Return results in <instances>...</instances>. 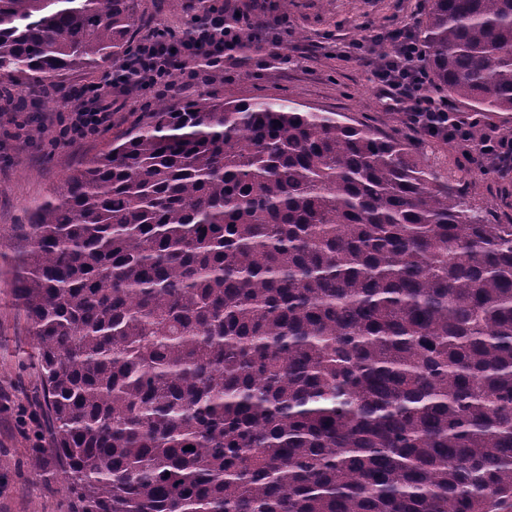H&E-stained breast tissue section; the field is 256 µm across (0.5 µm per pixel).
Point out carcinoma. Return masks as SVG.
I'll list each match as a JSON object with an SVG mask.
<instances>
[{
    "label": "carcinoma",
    "instance_id": "1",
    "mask_svg": "<svg viewBox=\"0 0 512 512\" xmlns=\"http://www.w3.org/2000/svg\"><path fill=\"white\" fill-rule=\"evenodd\" d=\"M137 8L0 0V96L128 58ZM422 41L512 112V0H432ZM460 181L207 93L70 171L16 295L77 512H512V223Z\"/></svg>",
    "mask_w": 512,
    "mask_h": 512
}]
</instances>
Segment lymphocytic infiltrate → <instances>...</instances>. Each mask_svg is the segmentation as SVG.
Listing matches in <instances>:
<instances>
[{
  "label": "lymphocytic infiltrate",
  "instance_id": "lymphocytic-infiltrate-1",
  "mask_svg": "<svg viewBox=\"0 0 512 512\" xmlns=\"http://www.w3.org/2000/svg\"><path fill=\"white\" fill-rule=\"evenodd\" d=\"M255 29V22L245 14L196 18L185 41L190 45L204 43L217 57L240 48L243 37L252 35ZM161 33V28H153L139 42L134 55L108 74L103 83L72 92L74 110L58 130L62 140L75 143L111 127L113 96L143 97L156 85H170L174 71L191 67V54H184L178 61L170 57ZM423 60V46L416 35L400 33L374 67V80L389 108L402 114L406 128L418 133L421 143L465 141L472 119L459 117L452 100L433 91ZM462 167L488 169L501 175L512 173V137L492 133L479 144H468Z\"/></svg>",
  "mask_w": 512,
  "mask_h": 512
}]
</instances>
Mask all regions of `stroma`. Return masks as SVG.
Instances as JSON below:
<instances>
[{"label": "stroma", "instance_id": "35a3bbf8", "mask_svg": "<svg viewBox=\"0 0 512 512\" xmlns=\"http://www.w3.org/2000/svg\"><path fill=\"white\" fill-rule=\"evenodd\" d=\"M205 2L254 14L262 35L215 66L176 72L174 90L150 93V100L177 105L202 93L227 100H289L344 113L382 134L403 132L399 114L379 97L367 58L342 55L338 48L418 25L431 0H291L284 14L279 0H139L133 36L142 38L155 26L186 29ZM14 95L25 101L26 112L0 100V512H74L61 464L49 451L52 423L29 323L15 297L14 259L28 245L31 208L52 195L73 167L104 151L113 135L144 122L148 113L138 102L113 98L111 127L68 144L56 137L68 107L26 84L15 86ZM28 115L36 117L41 136L19 135L18 125ZM465 188L470 201L491 210L498 222H512V175L501 179L476 170ZM37 457L38 472L31 466Z\"/></svg>", "mask_w": 512, "mask_h": 512}]
</instances>
